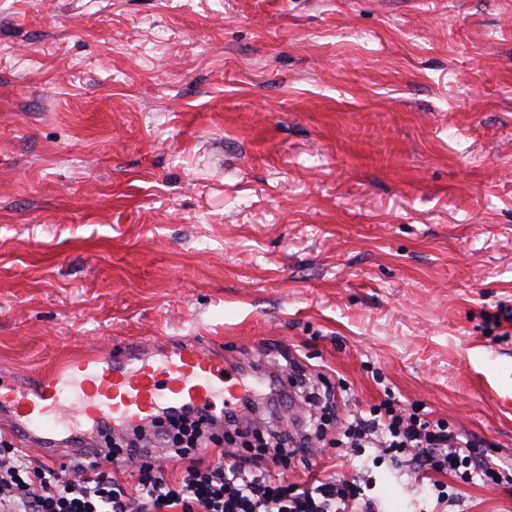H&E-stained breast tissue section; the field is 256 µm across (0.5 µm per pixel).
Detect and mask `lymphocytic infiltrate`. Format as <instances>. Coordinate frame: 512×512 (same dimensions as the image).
Listing matches in <instances>:
<instances>
[{
	"mask_svg": "<svg viewBox=\"0 0 512 512\" xmlns=\"http://www.w3.org/2000/svg\"><path fill=\"white\" fill-rule=\"evenodd\" d=\"M298 392L306 419L294 435L252 430L243 419L252 407L247 399L220 421L185 409L109 433L106 454L67 464L30 456L0 437V512H381L368 494L375 486L368 471L288 481L284 467L324 439L356 457L374 449L375 465H388L410 475L415 487H428L431 512H447L456 502L440 480L444 474L512 488V470L490 462L478 442L443 419L387 401L368 415L341 420L334 391L310 380ZM228 430L253 435L258 450L271 451L270 465L248 468L221 453ZM117 465L131 469L133 481L121 480L113 471Z\"/></svg>",
	"mask_w": 512,
	"mask_h": 512,
	"instance_id": "1",
	"label": "lymphocytic infiltrate"
}]
</instances>
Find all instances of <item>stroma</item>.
Listing matches in <instances>:
<instances>
[{
  "instance_id": "obj_1",
  "label": "stroma",
  "mask_w": 512,
  "mask_h": 512,
  "mask_svg": "<svg viewBox=\"0 0 512 512\" xmlns=\"http://www.w3.org/2000/svg\"><path fill=\"white\" fill-rule=\"evenodd\" d=\"M505 306L512 0H0V367L205 336L507 468Z\"/></svg>"
}]
</instances>
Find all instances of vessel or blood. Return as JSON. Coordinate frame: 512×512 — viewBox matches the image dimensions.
<instances>
[{
    "instance_id": "vessel-or-blood-1",
    "label": "vessel or blood",
    "mask_w": 512,
    "mask_h": 512,
    "mask_svg": "<svg viewBox=\"0 0 512 512\" xmlns=\"http://www.w3.org/2000/svg\"><path fill=\"white\" fill-rule=\"evenodd\" d=\"M248 395L239 363L199 340L144 341L117 353H78L29 378L1 373L0 431L56 458L105 430H130L184 408L213 415Z\"/></svg>"
}]
</instances>
